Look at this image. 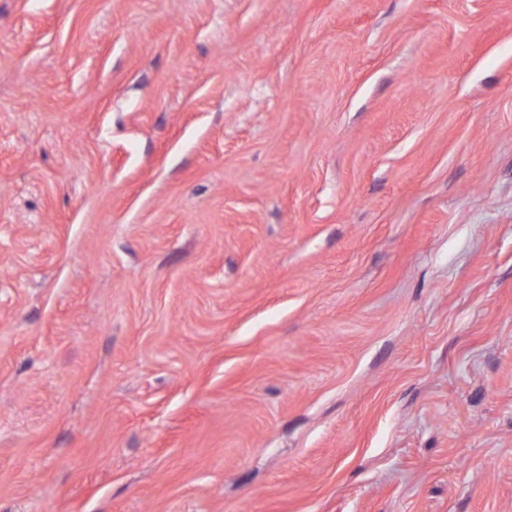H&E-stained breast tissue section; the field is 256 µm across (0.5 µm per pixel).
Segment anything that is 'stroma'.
I'll return each instance as SVG.
<instances>
[{"label":"stroma","instance_id":"1","mask_svg":"<svg viewBox=\"0 0 512 512\" xmlns=\"http://www.w3.org/2000/svg\"><path fill=\"white\" fill-rule=\"evenodd\" d=\"M0 512H512V0H0Z\"/></svg>","mask_w":512,"mask_h":512}]
</instances>
